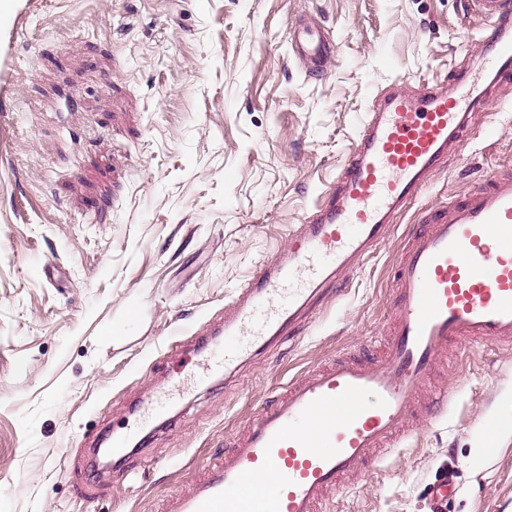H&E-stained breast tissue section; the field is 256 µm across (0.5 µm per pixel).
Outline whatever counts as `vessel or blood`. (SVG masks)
I'll return each mask as SVG.
<instances>
[{"instance_id": "1", "label": "vessel or blood", "mask_w": 512, "mask_h": 512, "mask_svg": "<svg viewBox=\"0 0 512 512\" xmlns=\"http://www.w3.org/2000/svg\"><path fill=\"white\" fill-rule=\"evenodd\" d=\"M462 4L466 15L493 24L484 88L475 90L460 69L444 90L427 82L412 93L396 85L379 95L325 202L225 309L215 368L265 350L326 284L386 243L397 214L446 166L473 115L512 84V0ZM290 41L314 70L334 55L329 34L308 24L295 27ZM392 291L382 353H347L289 383L165 500L163 512H324L329 494L399 447L414 419L447 406V391L432 380L449 351L511 352L512 167L447 206L422 210L419 229L401 242ZM261 475L271 484H256Z\"/></svg>"}]
</instances>
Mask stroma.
Segmentation results:
<instances>
[{"mask_svg": "<svg viewBox=\"0 0 512 512\" xmlns=\"http://www.w3.org/2000/svg\"><path fill=\"white\" fill-rule=\"evenodd\" d=\"M307 17L338 44L316 78L288 45ZM490 34L461 0H13L0 20V512H160L290 380L376 353L420 209L512 164V88L394 240L269 350L226 378L177 347L223 323L287 246L377 96L476 67ZM435 382L453 402L328 512H512V432L490 433L512 352L448 357ZM114 433L128 446L100 466ZM98 474L112 496L91 507Z\"/></svg>", "mask_w": 512, "mask_h": 512, "instance_id": "35a3bbf8", "label": "stroma"}]
</instances>
